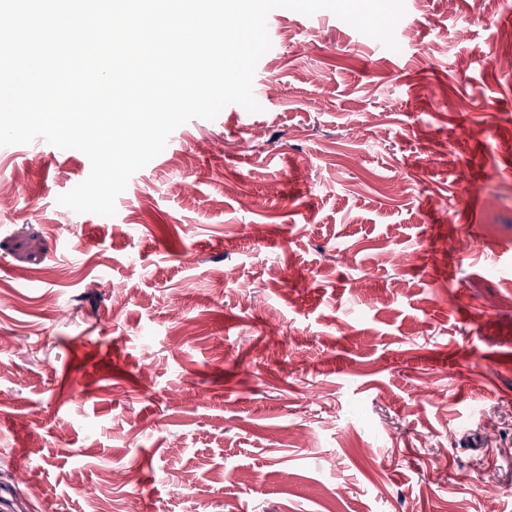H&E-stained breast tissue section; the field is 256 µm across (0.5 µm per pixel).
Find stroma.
<instances>
[{
	"label": "stroma",
	"mask_w": 512,
	"mask_h": 512,
	"mask_svg": "<svg viewBox=\"0 0 512 512\" xmlns=\"http://www.w3.org/2000/svg\"><path fill=\"white\" fill-rule=\"evenodd\" d=\"M405 6L396 52L273 10L260 111L114 215L60 223L80 151L0 147L14 512H512V0Z\"/></svg>",
	"instance_id": "obj_1"
}]
</instances>
